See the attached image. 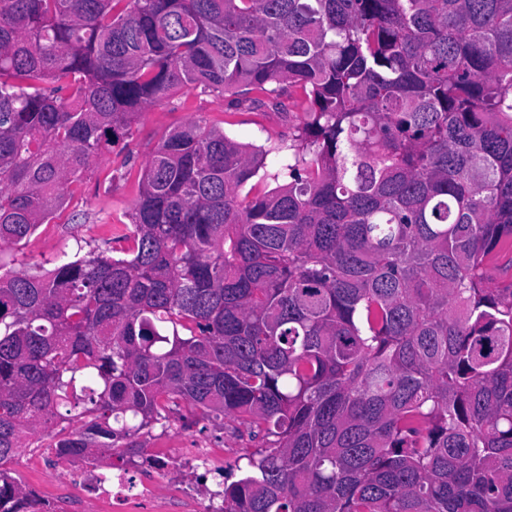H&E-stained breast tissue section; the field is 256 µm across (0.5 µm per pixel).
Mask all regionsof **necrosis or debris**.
Segmentation results:
<instances>
[{"mask_svg":"<svg viewBox=\"0 0 512 512\" xmlns=\"http://www.w3.org/2000/svg\"><path fill=\"white\" fill-rule=\"evenodd\" d=\"M153 477L141 479L138 466L107 467L92 461L59 460L63 478L84 492L89 501L109 507L110 512H126L128 503L140 504L142 512H161L158 487L171 473H179L178 489L193 512H220L219 496L207 492V483L216 482L224 467L218 451L206 446L167 448L154 453Z\"/></svg>","mask_w":512,"mask_h":512,"instance_id":"necrosis-or-debris-1","label":"necrosis or debris"}]
</instances>
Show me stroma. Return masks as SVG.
<instances>
[{
  "mask_svg": "<svg viewBox=\"0 0 512 512\" xmlns=\"http://www.w3.org/2000/svg\"><path fill=\"white\" fill-rule=\"evenodd\" d=\"M300 97L297 87L287 85L278 99L263 98L252 113L192 85L173 90L168 99L144 112L133 136L124 141L122 150L103 158L97 175L76 185L66 207L37 228L18 252V260L30 264L59 261L73 257L78 248L103 246L112 225L128 223L139 196L141 170L162 135L170 130L201 117L236 142L267 146L288 139L302 126L305 114L296 104ZM170 420L171 429L155 434L148 441L149 447L188 448L199 441L209 444L223 449L224 470L230 480L239 478L236 460L251 445L239 422L228 418L220 426L198 423L183 408L172 412Z\"/></svg>",
  "mask_w": 512,
  "mask_h": 512,
  "instance_id": "35a3bbf8",
  "label": "stroma"
}]
</instances>
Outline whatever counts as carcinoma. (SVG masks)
<instances>
[{
    "label": "carcinoma",
    "instance_id": "carcinoma-1",
    "mask_svg": "<svg viewBox=\"0 0 512 512\" xmlns=\"http://www.w3.org/2000/svg\"><path fill=\"white\" fill-rule=\"evenodd\" d=\"M283 82L288 142L193 120L105 249L0 265V465L185 408L259 440L222 512H512V0H0V246L172 90Z\"/></svg>",
    "mask_w": 512,
    "mask_h": 512
}]
</instances>
